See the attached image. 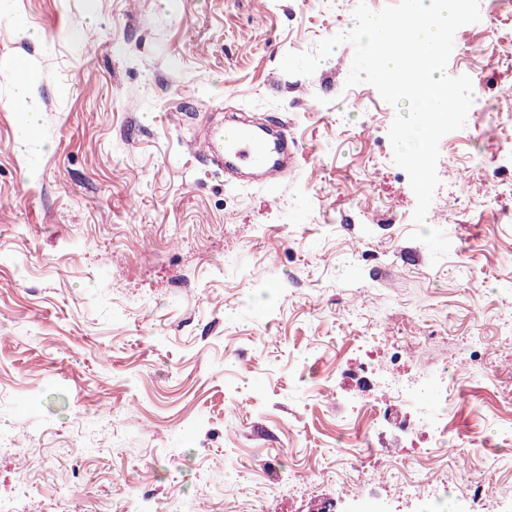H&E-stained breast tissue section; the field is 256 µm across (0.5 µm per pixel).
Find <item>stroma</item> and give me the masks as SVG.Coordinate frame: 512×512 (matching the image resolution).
I'll list each match as a JSON object with an SVG mask.
<instances>
[{
    "instance_id": "35a3bbf8",
    "label": "stroma",
    "mask_w": 512,
    "mask_h": 512,
    "mask_svg": "<svg viewBox=\"0 0 512 512\" xmlns=\"http://www.w3.org/2000/svg\"><path fill=\"white\" fill-rule=\"evenodd\" d=\"M359 1L0 0V435L18 467L39 449L37 498L79 483L97 512H351L336 475L383 450L349 417L347 374L387 321L419 368L458 379L451 443L416 468L450 490L464 469L494 480L489 512H512V392L485 363L461 374L470 337L512 357V123L441 139L451 247L432 263L388 136L405 104L347 86L348 42L312 75L280 68L352 30ZM480 15L447 67L494 100L512 10ZM232 115L287 123L284 181L228 183L195 152L202 120ZM473 437L484 453L462 457Z\"/></svg>"
}]
</instances>
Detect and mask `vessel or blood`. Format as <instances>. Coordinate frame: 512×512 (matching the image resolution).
<instances>
[{
    "label": "vessel or blood",
    "instance_id": "obj_1",
    "mask_svg": "<svg viewBox=\"0 0 512 512\" xmlns=\"http://www.w3.org/2000/svg\"><path fill=\"white\" fill-rule=\"evenodd\" d=\"M197 145L217 169L228 171L243 166L256 172L273 170L280 175L287 172L288 160L297 151L288 127L269 134L248 123L203 125Z\"/></svg>",
    "mask_w": 512,
    "mask_h": 512
}]
</instances>
